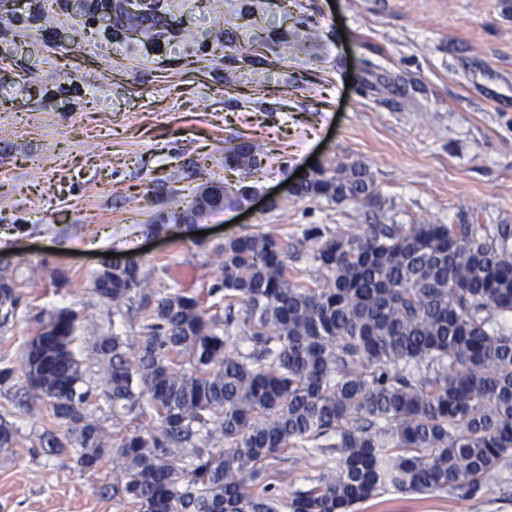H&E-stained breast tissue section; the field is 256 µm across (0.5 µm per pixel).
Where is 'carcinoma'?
Returning <instances> with one entry per match:
<instances>
[{
	"label": "carcinoma",
	"mask_w": 512,
	"mask_h": 512,
	"mask_svg": "<svg viewBox=\"0 0 512 512\" xmlns=\"http://www.w3.org/2000/svg\"><path fill=\"white\" fill-rule=\"evenodd\" d=\"M253 146L224 149V167L252 169ZM220 202L193 199L189 224L248 200L249 187L211 184ZM290 196L378 200L369 167L318 165ZM307 246L322 280L288 257ZM211 314L184 290L150 286L134 261L101 269L93 293L112 306V331L75 351L79 314L40 320L0 388L17 406L46 403L39 452L80 472L112 457L103 492L127 512H353L392 486L471 497L512 461V225L317 224L293 243L246 233L217 247ZM21 296L0 268V329ZM136 321V345L113 330ZM126 424L105 443L97 412ZM20 428L0 413V453ZM318 452L325 471L283 495L267 461Z\"/></svg>",
	"instance_id": "carcinoma-1"
}]
</instances>
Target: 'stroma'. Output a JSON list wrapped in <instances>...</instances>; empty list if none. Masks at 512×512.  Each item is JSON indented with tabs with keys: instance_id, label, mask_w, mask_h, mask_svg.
<instances>
[{
	"instance_id": "1",
	"label": "stroma",
	"mask_w": 512,
	"mask_h": 512,
	"mask_svg": "<svg viewBox=\"0 0 512 512\" xmlns=\"http://www.w3.org/2000/svg\"><path fill=\"white\" fill-rule=\"evenodd\" d=\"M240 142L258 161L246 173L224 166ZM311 158L367 164L377 204L267 206ZM212 181L254 196L153 226L170 194L187 204ZM427 223L512 225V0H155L147 17L127 0H0V264L21 296L0 361L20 366L40 315L62 308L90 347L107 325L91 280L109 253L204 295L227 238ZM22 420L0 457V512H127L102 493L111 460L81 473L46 458L45 407ZM321 470L289 458L270 474L288 495ZM358 510L512 512V467L470 499L389 489Z\"/></svg>"
}]
</instances>
